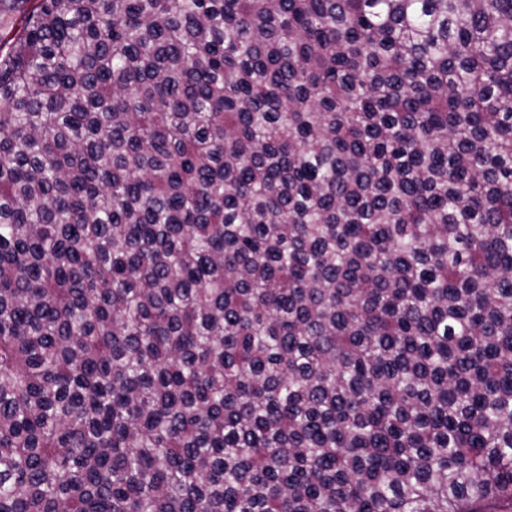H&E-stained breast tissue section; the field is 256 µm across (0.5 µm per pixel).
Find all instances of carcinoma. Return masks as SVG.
<instances>
[{
  "label": "carcinoma",
  "instance_id": "1",
  "mask_svg": "<svg viewBox=\"0 0 512 512\" xmlns=\"http://www.w3.org/2000/svg\"><path fill=\"white\" fill-rule=\"evenodd\" d=\"M0 0V512H512V0Z\"/></svg>",
  "mask_w": 512,
  "mask_h": 512
}]
</instances>
